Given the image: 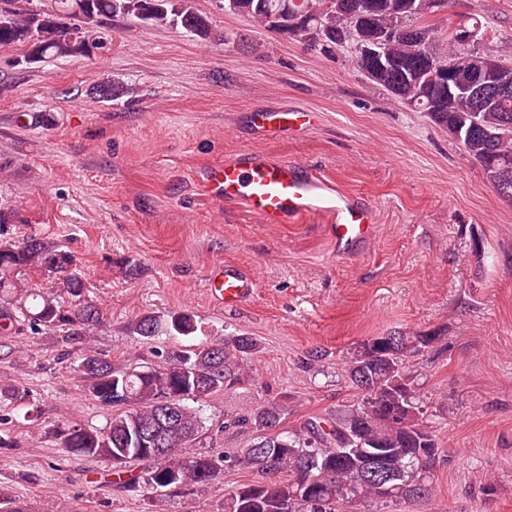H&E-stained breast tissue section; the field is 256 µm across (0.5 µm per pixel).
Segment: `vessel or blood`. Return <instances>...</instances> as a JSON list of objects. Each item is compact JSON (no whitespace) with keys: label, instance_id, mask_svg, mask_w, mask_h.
Wrapping results in <instances>:
<instances>
[{"label":"vessel or blood","instance_id":"b4317fda","mask_svg":"<svg viewBox=\"0 0 512 512\" xmlns=\"http://www.w3.org/2000/svg\"><path fill=\"white\" fill-rule=\"evenodd\" d=\"M313 117L308 110H265L252 113L251 120L274 136L306 126ZM208 183L211 193L225 205H243L266 224H288L309 213L330 215L329 235L342 254L358 250L375 231V214L369 204L295 162L245 150L212 169ZM206 287L214 303L232 311L253 298L257 282L251 270L227 263L211 267Z\"/></svg>","mask_w":512,"mask_h":512}]
</instances>
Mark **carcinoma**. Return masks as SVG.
<instances>
[{
  "label": "carcinoma",
  "instance_id": "obj_1",
  "mask_svg": "<svg viewBox=\"0 0 512 512\" xmlns=\"http://www.w3.org/2000/svg\"><path fill=\"white\" fill-rule=\"evenodd\" d=\"M229 13L245 17L268 32L288 31L297 16L308 27L295 35L306 47L351 49L356 70L398 102L448 131L482 168L498 196L512 203V91L484 83L481 71L512 66V60L474 46L466 51L450 36L453 24L435 18L448 0H224ZM90 20L118 15L161 25H181L207 39L208 18L174 0H71ZM29 45L35 59L85 56L96 43L91 32H74L54 14L25 13L0 7V46ZM453 59L452 72L441 67ZM72 255L59 245L29 237H0V329L24 324L39 333L54 331L69 349L93 334L100 313L82 300L84 282L73 273ZM52 277L44 290L28 273ZM130 332L149 342L162 333L189 336L197 331L192 315L144 314ZM436 332L391 330L362 340L347 362L357 402L331 417L283 429L288 397L265 400L224 415V427L255 433L240 452L214 456L198 452L205 421L203 407L243 379L244 357L258 349L251 336L207 339L169 356L158 367L112 363L88 350L79 370L88 389L104 404L117 407L102 429L73 424L57 430L67 453L103 457L118 463L115 475L134 494L148 489L183 493L222 478L240 466L261 479L224 494V512H345L355 503H392L417 507L434 498L435 470L442 449L423 426L425 410L416 394L408 358L435 347ZM138 462L142 470L125 475Z\"/></svg>",
  "mask_w": 512,
  "mask_h": 512
}]
</instances>
